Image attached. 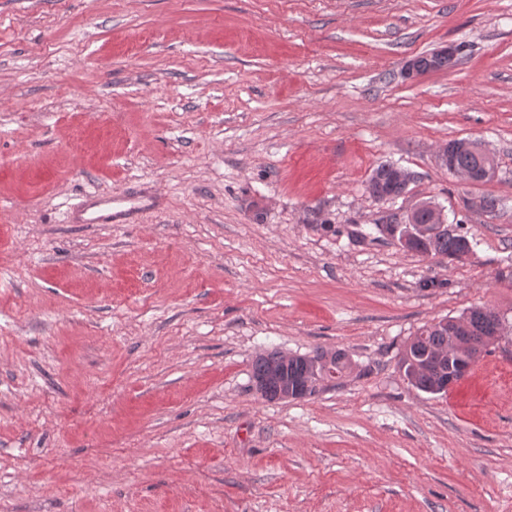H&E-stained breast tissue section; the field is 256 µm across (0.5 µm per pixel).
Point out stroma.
I'll use <instances>...</instances> for the list:
<instances>
[{
  "instance_id": "1",
  "label": "stroma",
  "mask_w": 512,
  "mask_h": 512,
  "mask_svg": "<svg viewBox=\"0 0 512 512\" xmlns=\"http://www.w3.org/2000/svg\"><path fill=\"white\" fill-rule=\"evenodd\" d=\"M462 138L494 178L441 165ZM89 192L159 204L67 223ZM423 201L474 250L379 232ZM483 305L512 320V0H0V512H512V335L442 395L399 363ZM318 347L351 371L256 392ZM399 166L393 162H381L374 168L372 175L368 181L369 193L378 201L389 202L402 196L406 190L407 185L412 179L411 174L405 170H398L397 177L405 182H399L395 179V172ZM284 359V354L278 351L264 352L256 356L252 364V379L261 397L267 401H281L292 398L291 391L297 393L299 399L315 396L321 384L328 378L341 377L352 367V361L344 350L328 351L316 348L307 355H292ZM284 360L288 368L280 379H269L266 387L265 379L271 372L272 377L282 375L281 366ZM272 370V371H271ZM261 379V380H259ZM284 380L288 381L281 395ZM265 387V389H264ZM264 390V391H263ZM291 390V391H289ZM289 391V392H288ZM282 399H281V397Z\"/></svg>"
}]
</instances>
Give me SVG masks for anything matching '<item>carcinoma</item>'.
Segmentation results:
<instances>
[{"mask_svg": "<svg viewBox=\"0 0 512 512\" xmlns=\"http://www.w3.org/2000/svg\"><path fill=\"white\" fill-rule=\"evenodd\" d=\"M485 156L478 149L462 152L458 141L448 142V166L452 169L476 171ZM398 165L385 161L374 168L368 181L369 193L378 201L389 202L402 196L407 185L395 179ZM430 215L421 211L416 223L401 226L398 233L411 230L412 251L422 256H441L460 260L472 248V240L458 224H431ZM503 316L491 307L475 308L458 318H444L424 326L405 346L400 362L410 385L429 394H442L463 379L488 347L502 337ZM288 364L280 379H269L273 367ZM352 367L344 350L317 348L307 355L284 359L278 351L256 356L252 379H268L261 397L267 401L281 400L283 382L288 389L304 399L315 396L328 378L340 377Z\"/></svg>", "mask_w": 512, "mask_h": 512, "instance_id": "carcinoma-1", "label": "carcinoma"}]
</instances>
